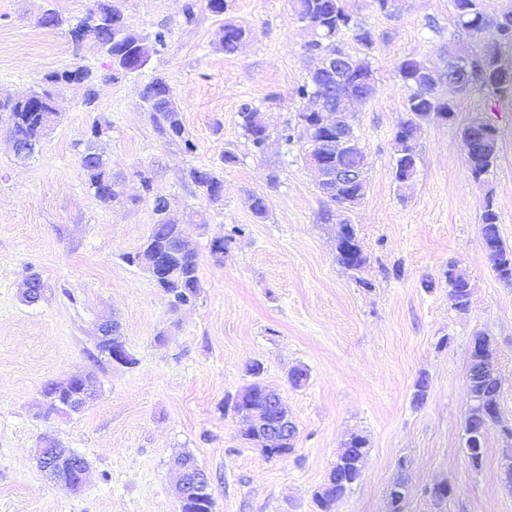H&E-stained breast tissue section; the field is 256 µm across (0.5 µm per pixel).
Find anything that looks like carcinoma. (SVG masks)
I'll return each instance as SVG.
<instances>
[{"label": "carcinoma", "instance_id": "carcinoma-1", "mask_svg": "<svg viewBox=\"0 0 512 512\" xmlns=\"http://www.w3.org/2000/svg\"><path fill=\"white\" fill-rule=\"evenodd\" d=\"M297 17L305 19L314 35L306 46L308 53L319 59L336 51L340 47L341 35L346 31L353 33L354 40L362 47V53L349 55L355 69L348 76L343 91H336V81L327 71H318L297 88L301 99L311 100L318 96L327 98L326 111L346 112L354 116L352 107L357 99L371 100L379 92L378 80L368 58V51L375 44L374 33L359 23L340 5V0H292ZM452 21L456 30L466 33L478 42L487 29L495 30L503 43L500 47L481 46L471 50H458L448 47V59H470L481 71V81L472 87L474 91H484L490 96H503L512 90V66L504 67L499 62V52L512 49V8L497 15L490 16L482 8V0H453ZM125 19L112 5V0H93L92 7L86 15L71 24L68 34L71 44L88 40L96 43L108 56L122 52V44L112 41V33L124 28ZM244 27L235 24L222 34L221 43L224 53L233 54L239 47V40ZM399 74L404 85L410 89L406 98L404 112L406 118L397 126L394 135V164L392 174L400 187L410 183V178L417 172L418 154L416 144H402L407 135L418 132L417 117L422 112H436L444 115V120L455 117L456 104L443 96L437 88L444 75L442 70H432L430 66L412 56L406 57L399 66ZM47 83L55 85L69 84L77 81L85 87L82 106L86 112L97 110L96 77L83 67L76 66L61 72H54L46 77ZM142 98L147 112L159 134L184 140L186 149H191L190 140L184 138L185 128L180 111L175 102L171 88L161 75L152 77L142 89ZM8 114L15 140L26 148L24 157H29L45 131L53 124L60 108L50 93L41 90L31 93L28 100L0 102V113ZM240 114L243 127L254 148L261 150L267 140V130L257 109L245 104ZM299 124L319 130L318 137L323 139L320 148L322 159L330 164H339L346 168L367 169L368 159L363 147L354 150L336 152L325 138L329 133L319 125V119L313 112L298 113ZM463 143L471 144L466 152L467 170L474 179H481L493 168L498 151V130L494 124L484 118L469 122L462 131ZM81 167L86 176L88 188L103 205H108L116 198L117 180L112 175V168L103 157L90 150H85L80 157ZM189 177L193 183L203 188L210 197L223 190V181L209 169L192 168ZM143 188L152 203L155 222L145 242L139 250L124 255L125 261L134 266H141L149 257V247L165 249L173 260V274L158 284L169 297L173 306L179 307L190 303L199 288V262L197 254L188 249L181 236L179 226L168 216L163 196L154 192L150 177L140 175ZM480 229L486 244V253L498 277L505 282H512V246L506 245L499 231V217L493 205L486 204L480 216ZM336 261L347 271L361 268L366 261L362 256L354 258L343 247L338 248ZM448 301L459 311H467L470 304L471 289L469 280L453 269H448ZM469 369L477 370L474 377L471 398L473 404L464 424V453L473 469L482 466L484 448L491 428L500 422L499 393L497 381L496 351L490 339L482 334L473 337ZM68 387L56 385L43 391L49 411L58 412L61 402L66 399ZM368 454L367 440L360 436L351 437L345 448L336 457L326 482L314 494L319 512H336L337 505L345 499L357 485L363 474L364 459ZM409 495V486L405 474V458L398 459L397 476L389 487L392 512H402Z\"/></svg>", "mask_w": 512, "mask_h": 512}]
</instances>
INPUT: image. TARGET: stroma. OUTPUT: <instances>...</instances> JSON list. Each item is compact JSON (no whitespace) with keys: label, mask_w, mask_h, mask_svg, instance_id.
<instances>
[{"label":"stroma","mask_w":512,"mask_h":512,"mask_svg":"<svg viewBox=\"0 0 512 512\" xmlns=\"http://www.w3.org/2000/svg\"><path fill=\"white\" fill-rule=\"evenodd\" d=\"M90 0H0V98L45 88L47 74L81 65L97 77L98 113L83 111V89L57 88L62 114L33 155L17 160L0 120V512H178L173 461L194 455L212 478L215 512H317L313 493L351 436L368 443L362 481L336 512H390L388 488L400 457L410 463L404 512H512L501 476L512 448V283L500 280L479 230L486 203L512 245V95H455L453 120L425 123L420 165L409 188L392 177L394 133L409 90L398 74L414 56L443 64L456 33L450 0H399L392 14L374 0H341L375 34L369 58L377 96L358 105L356 131L368 154V189L351 221L367 257L358 272L336 261L340 217L329 210L304 158V142L286 147L302 100L295 90L313 61L290 0H120L130 29L164 47L138 73L111 78L97 45L73 48L67 25ZM193 20H185L186 5ZM63 26H39L45 10ZM250 29L232 55L221 28ZM166 77L186 139L161 136L141 90ZM262 113L268 130L255 152L240 107ZM497 126L492 171L473 179L462 129L477 116ZM108 130L96 148L120 178L119 198L102 205L89 190L80 155L93 117ZM233 152L234 163L224 161ZM223 181L220 203L192 183L190 168ZM167 197L169 214L198 253L200 291L173 309L147 273L123 256L148 236L154 215L142 200L139 172ZM263 197L256 216L253 197ZM242 232L231 235L232 227ZM224 240V256L210 253ZM464 273L474 294L468 313L452 309L445 273ZM42 298L23 302L30 273ZM116 318L137 363L127 368L99 352V326ZM167 343H157L158 334ZM491 339L501 379L502 428L493 429L480 469L463 451L471 398L473 336ZM260 363V377L250 367ZM307 379L293 386V369ZM91 373L95 398L73 417L45 414L44 385ZM423 405L412 403L418 378ZM277 391L297 425L293 451L267 458L239 434L232 400L253 380ZM86 458L80 492L60 487L36 457L39 441ZM452 489L433 497L439 481Z\"/></svg>","instance_id":"obj_1"}]
</instances>
